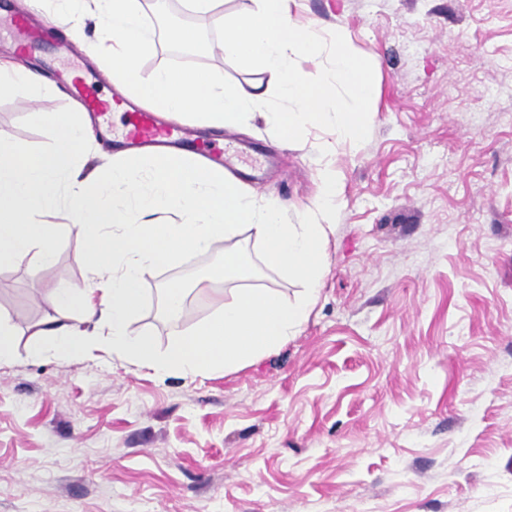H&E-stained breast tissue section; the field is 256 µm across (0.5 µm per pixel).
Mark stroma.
Wrapping results in <instances>:
<instances>
[{
    "label": "stroma",
    "mask_w": 512,
    "mask_h": 512,
    "mask_svg": "<svg viewBox=\"0 0 512 512\" xmlns=\"http://www.w3.org/2000/svg\"><path fill=\"white\" fill-rule=\"evenodd\" d=\"M320 34L343 29L374 69L370 134L361 144L308 128L283 142L262 118L236 131L175 116L194 130L193 156L239 152L235 174L275 197L297 224L328 225L325 273L308 321L286 345L228 372L158 376L96 349L80 361L30 356L58 315L52 288L94 276L61 208L58 261L0 268V312L14 359L0 366V512H512V0H290ZM94 24L62 53L0 59L57 86L31 100L0 96V132L38 154L54 140L30 112H71L59 74L101 76ZM203 61L234 85L273 90L274 76ZM338 176L340 205L319 210L321 174ZM241 252L247 278L223 289L301 284L268 268L249 229L193 262L141 282L134 327L166 348L214 314L197 283ZM190 294L166 317L160 291Z\"/></svg>",
    "instance_id": "stroma-1"
}]
</instances>
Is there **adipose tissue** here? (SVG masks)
<instances>
[{"label":"adipose tissue","mask_w":512,"mask_h":512,"mask_svg":"<svg viewBox=\"0 0 512 512\" xmlns=\"http://www.w3.org/2000/svg\"><path fill=\"white\" fill-rule=\"evenodd\" d=\"M31 119L55 138L56 149L35 154L0 134V266L32 252L42 266L53 265L60 228L43 216L60 206L78 224L87 261L100 273L84 287L48 294L65 321L41 330L36 355L84 358L93 328L119 358L159 375L197 376L280 348L308 321L325 271L326 225L287 223L281 202L256 201L223 168L178 152L127 153L84 172L81 161L95 148L89 116L35 112ZM245 227L269 267L302 283L301 295L291 300L270 288L219 294L216 313L178 332L162 351L133 331L148 271L206 253Z\"/></svg>","instance_id":"ef3b65f1"}]
</instances>
